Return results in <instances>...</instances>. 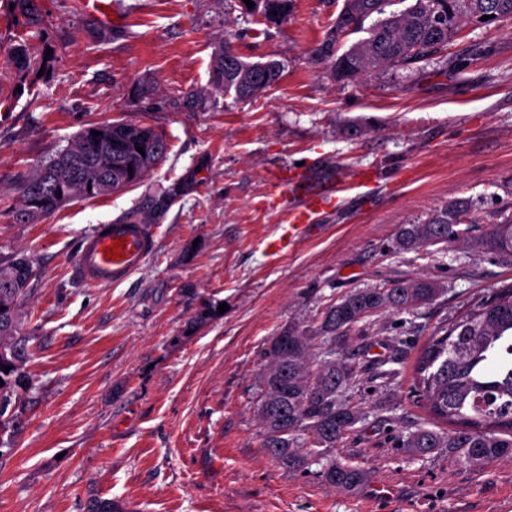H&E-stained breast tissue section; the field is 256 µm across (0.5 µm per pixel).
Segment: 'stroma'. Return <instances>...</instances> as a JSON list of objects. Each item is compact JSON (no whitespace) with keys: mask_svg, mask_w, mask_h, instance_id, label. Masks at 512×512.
I'll use <instances>...</instances> for the list:
<instances>
[{"mask_svg":"<svg viewBox=\"0 0 512 512\" xmlns=\"http://www.w3.org/2000/svg\"><path fill=\"white\" fill-rule=\"evenodd\" d=\"M0 0V258L34 262L21 307L31 379L0 432V512H512V460L481 468L412 458L398 435L434 423L409 395L413 361L467 302L512 284V262L466 247L401 250V225L463 200L474 233L512 215V19L467 24L445 63L337 82L315 51L343 0H294L282 25L238 0H37L52 55L19 78L8 53L28 20ZM230 41L275 59L250 101L213 97L210 66ZM194 94L193 109L173 102ZM162 131L168 153L143 183L16 223L20 176L91 123ZM303 166L375 174L347 187L280 254L266 174ZM176 188L166 205L150 199ZM148 211L156 249L119 285L74 272L85 238ZM429 276L431 304L377 317L337 343L364 373L343 390L363 416L338 460L371 469L357 493L327 488L263 448L255 415L263 352L288 326L359 288ZM227 303L205 322L204 305Z\"/></svg>","mask_w":512,"mask_h":512,"instance_id":"35a3bbf8","label":"stroma"}]
</instances>
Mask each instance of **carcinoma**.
<instances>
[{
  "instance_id": "obj_1",
  "label": "carcinoma",
  "mask_w": 512,
  "mask_h": 512,
  "mask_svg": "<svg viewBox=\"0 0 512 512\" xmlns=\"http://www.w3.org/2000/svg\"><path fill=\"white\" fill-rule=\"evenodd\" d=\"M28 19L29 30L10 51L11 65L20 76L45 65V53L34 0H12ZM246 9L265 22L288 20L292 0H253ZM405 0H344L335 30L316 49L334 78L346 82L368 73L396 72L429 61L448 48L467 21L490 24L512 17V0H411L400 12L389 10ZM489 16L483 21L481 17ZM363 32L366 37L338 52L339 36ZM282 65L276 60L246 62L229 42L215 51L210 85L235 99L254 98L276 84ZM100 135L95 136L93 132ZM144 148L139 152L136 147ZM167 153L162 133L148 124L112 122L90 124L72 142L41 162L19 182L16 220L26 224L54 213L69 202L94 199L139 184ZM464 202H451L424 224L402 226L396 245L401 250L421 246L453 247L465 240L472 250L512 257V219L493 224L468 238L461 227ZM0 262V403L29 387L23 370L26 339L21 337L20 305L29 286L9 279ZM440 284L424 276L398 280L389 288H363L330 304L314 326H290L270 338L259 376L255 413L269 455L294 470L312 457L321 463L319 478L328 488L354 494L369 480L363 467L336 459L340 447L361 418L360 409L340 399V393L359 376L350 358L319 359L318 349L351 335L372 317L400 315L432 302ZM11 370L5 372L3 368ZM412 393L434 419L452 426L447 432L418 428L398 440L409 455L424 457L442 450L459 464L481 466L512 459V284L472 301L455 320L435 331L412 366ZM312 447L301 452L299 439Z\"/></svg>"
}]
</instances>
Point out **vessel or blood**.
I'll return each instance as SVG.
<instances>
[{
  "instance_id": "b4317fda",
  "label": "vessel or blood",
  "mask_w": 512,
  "mask_h": 512,
  "mask_svg": "<svg viewBox=\"0 0 512 512\" xmlns=\"http://www.w3.org/2000/svg\"><path fill=\"white\" fill-rule=\"evenodd\" d=\"M269 178L277 187L287 190L293 199L289 207L288 228L267 243L269 251L277 254L300 238L318 211L334 201L342 186L334 183L328 189L319 191L309 186L303 172L285 168L271 172ZM117 240L124 243L123 256L108 259L106 249ZM155 247V235L150 225L123 222L105 224L84 241L76 270L83 280L93 285L120 284L141 268Z\"/></svg>"
}]
</instances>
